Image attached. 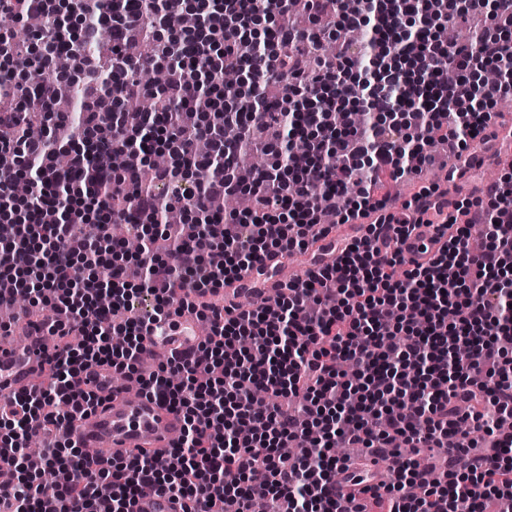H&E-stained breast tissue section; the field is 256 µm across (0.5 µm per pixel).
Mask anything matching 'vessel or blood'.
I'll return each mask as SVG.
<instances>
[{
  "label": "vessel or blood",
  "instance_id": "b4317fda",
  "mask_svg": "<svg viewBox=\"0 0 512 512\" xmlns=\"http://www.w3.org/2000/svg\"><path fill=\"white\" fill-rule=\"evenodd\" d=\"M435 249L427 233L411 236L404 245L405 255L421 262L427 261ZM14 328L22 332L23 342L0 336V405L31 386L55 343L46 319L34 320L23 312L17 315ZM199 341L200 327L194 316L185 314L149 323L144 329L141 361L153 362L174 349L195 347ZM83 385L96 392L102 403L71 421L68 431L91 463L123 457L137 448L165 454L180 438L182 417L155 398L142 394L127 398L125 385L117 383L110 365L89 368L83 375ZM132 510L181 512V504L168 495H149L135 503Z\"/></svg>",
  "mask_w": 512,
  "mask_h": 512
}]
</instances>
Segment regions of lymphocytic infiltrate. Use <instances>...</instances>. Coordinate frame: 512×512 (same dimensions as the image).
<instances>
[{"label":"lymphocytic infiltrate","instance_id":"f902f5d3","mask_svg":"<svg viewBox=\"0 0 512 512\" xmlns=\"http://www.w3.org/2000/svg\"><path fill=\"white\" fill-rule=\"evenodd\" d=\"M501 0H305L307 28L280 24L289 0H208L193 24L177 23L178 0H73L82 22L62 47L52 0H0V17H41L27 43L0 27V307L25 295L31 307L65 316L46 372L51 380L0 407V457L17 477L0 483L5 512H132L138 497L167 493L184 512H512V180L484 190L488 244L469 248L462 204L424 194L402 218L376 199L380 175L433 163L432 135L454 125L449 151L489 141V108L512 96V47L502 44L512 11ZM486 11L476 41L447 46L445 24ZM365 32L363 45L343 41ZM109 33L108 59L81 52ZM340 42L336 59L311 61L309 48ZM71 57L75 85L90 89L81 112L59 111V52ZM167 73V104L146 115L125 111L144 95L132 74ZM454 69V81L443 73ZM495 68L501 78L486 82ZM241 84H224L225 70ZM77 123V136L67 128ZM237 138H226V126ZM307 143V161L288 179L286 160L244 169L243 155ZM155 170L176 185L172 202L187 222L162 224L163 203L143 182ZM125 156L122 169L103 163ZM31 177L32 196L14 185ZM252 205L225 212L224 198ZM341 222L373 215L364 234L340 241L338 255L306 278L284 281L272 303L224 308V282L257 256L307 251ZM143 227L138 256L107 232ZM441 246L424 263L404 241L421 227ZM153 296L150 315L135 300ZM196 312L206 341L171 353L142 375L138 358L150 318ZM469 357L455 359L458 347ZM137 378L181 415L183 434L165 460L144 453L89 467L62 434L65 415L97 405L81 387L93 364ZM45 448L26 459L27 433ZM340 448L371 461L397 460L389 482L360 489L341 510L337 472L353 466Z\"/></svg>","mask_w":512,"mask_h":512}]
</instances>
